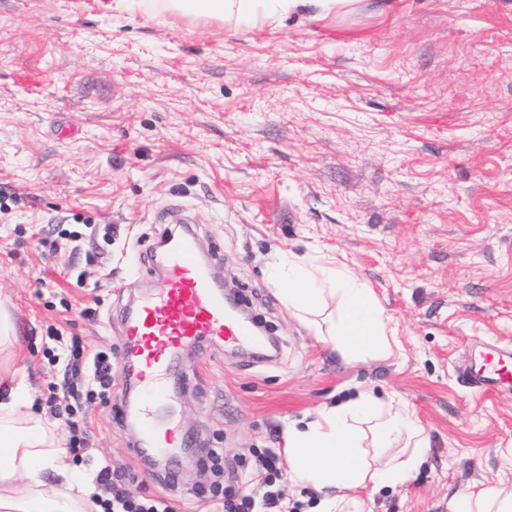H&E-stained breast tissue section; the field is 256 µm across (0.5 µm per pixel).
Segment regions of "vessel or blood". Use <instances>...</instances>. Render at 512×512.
Masks as SVG:
<instances>
[{"label": "vessel or blood", "instance_id": "1", "mask_svg": "<svg viewBox=\"0 0 512 512\" xmlns=\"http://www.w3.org/2000/svg\"><path fill=\"white\" fill-rule=\"evenodd\" d=\"M154 257L158 276L150 293L122 316L126 355L141 365L140 380L149 397L124 412L140 425L141 453L156 451L174 460L184 443L182 431L175 421L162 423L158 417L168 404L165 378L179 352L205 341L250 345L254 336L250 323L225 310L194 231L163 239ZM462 380L487 395L512 391V348L484 344L478 361L463 369Z\"/></svg>", "mask_w": 512, "mask_h": 512}]
</instances>
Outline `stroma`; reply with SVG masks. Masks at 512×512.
Returning <instances> with one entry per match:
<instances>
[{"label": "stroma", "instance_id": "obj_1", "mask_svg": "<svg viewBox=\"0 0 512 512\" xmlns=\"http://www.w3.org/2000/svg\"><path fill=\"white\" fill-rule=\"evenodd\" d=\"M0 190L29 196L0 211V303L17 333L0 364L47 416L64 372L54 351H112L109 403L79 411L91 450L72 466L87 478L106 462L174 512H207V495L237 500L247 476L263 512L271 451L285 501L310 512L284 424L368 390L409 412L425 449L405 482L358 489L364 512H449L461 494L512 489V394L459 378L479 343L512 347V0H358L256 26L116 0H0ZM178 206L280 351L183 352L173 409L189 448L170 486L116 412L120 314L147 291L149 248ZM77 213L83 236L42 257L35 241L75 229ZM310 256L372 289L394 357L344 358L299 320L269 272ZM211 448L224 451L219 481Z\"/></svg>", "mask_w": 512, "mask_h": 512}]
</instances>
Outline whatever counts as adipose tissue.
<instances>
[{
  "label": "adipose tissue",
  "mask_w": 512,
  "mask_h": 512,
  "mask_svg": "<svg viewBox=\"0 0 512 512\" xmlns=\"http://www.w3.org/2000/svg\"><path fill=\"white\" fill-rule=\"evenodd\" d=\"M355 0H141L152 12L175 11L195 17L224 18L255 25L290 15L324 17L354 4ZM282 293L317 336L349 356L371 352L389 357L392 344L382 310L373 292L351 278L341 267L305 261L288 264ZM341 298L337 315L320 316L319 302L326 289ZM24 381L6 374L0 386V512H95L88 494L80 498L49 495L39 486L19 491L20 475L37 477L50 470L68 478L61 462V448L40 415L30 410ZM376 420L375 432L387 447L395 448L384 468L370 469L361 453L359 423ZM410 440L411 450L400 449ZM285 448L293 479L319 495L314 512H360L351 491L366 483L383 486L406 477L420 461L423 440L407 416L361 391L347 402L322 409L304 424L289 423L284 430Z\"/></svg>",
  "instance_id": "adipose-tissue-1"
}]
</instances>
